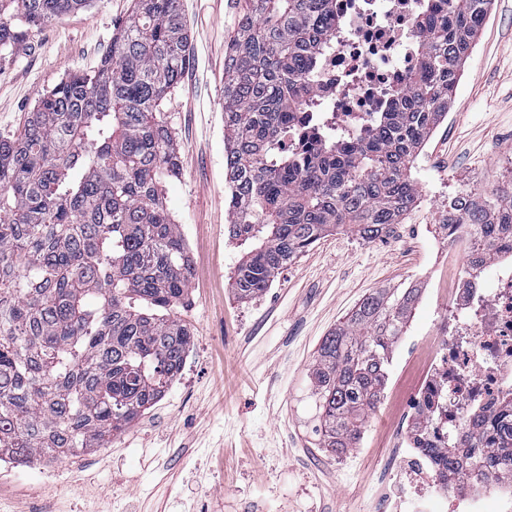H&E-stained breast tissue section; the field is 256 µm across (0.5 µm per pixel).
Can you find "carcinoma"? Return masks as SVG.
Instances as JSON below:
<instances>
[{
	"instance_id": "cac0c4a2",
	"label": "carcinoma",
	"mask_w": 512,
	"mask_h": 512,
	"mask_svg": "<svg viewBox=\"0 0 512 512\" xmlns=\"http://www.w3.org/2000/svg\"><path fill=\"white\" fill-rule=\"evenodd\" d=\"M91 0H0V52ZM420 51L406 85L364 134L298 137L336 33L334 0H249L224 59L229 234L247 247L241 300L326 233L373 239L418 199L417 151L448 115L492 0H420ZM178 0H131L109 53L41 95L22 129L0 136V454L32 465L98 448L164 395L192 332L178 316L191 259L166 205L179 174L161 107L189 64ZM512 243V182L455 200L442 226ZM415 288H379L320 343L312 394L323 447H355L388 378ZM446 474L479 477L448 447Z\"/></svg>"
}]
</instances>
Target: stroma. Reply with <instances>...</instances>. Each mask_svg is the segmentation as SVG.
<instances>
[{
  "mask_svg": "<svg viewBox=\"0 0 512 512\" xmlns=\"http://www.w3.org/2000/svg\"><path fill=\"white\" fill-rule=\"evenodd\" d=\"M248 0H180L191 62L163 119L180 173L167 206L193 267L179 313L187 360L164 397L110 446L28 467L0 462V512H380L403 451L381 444L391 420L371 414L357 448L322 447L310 369L324 336L378 288L419 284L408 336L448 322V258L434 238L448 196L512 181V0H493L463 65L447 119L412 174L419 197L389 234H330L281 269L259 297L233 293L241 252L227 231L224 57ZM130 0H92L32 28L0 54V134L23 124L66 74L93 69Z\"/></svg>",
  "mask_w": 512,
  "mask_h": 512,
  "instance_id": "35a3bbf8",
  "label": "stroma"
}]
</instances>
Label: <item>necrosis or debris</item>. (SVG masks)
I'll return each instance as SVG.
<instances>
[{"instance_id": "obj_1", "label": "necrosis or debris", "mask_w": 512, "mask_h": 512, "mask_svg": "<svg viewBox=\"0 0 512 512\" xmlns=\"http://www.w3.org/2000/svg\"><path fill=\"white\" fill-rule=\"evenodd\" d=\"M419 0H336V37L313 79V115L331 131L355 136L382 111L390 87L404 82L420 48ZM467 271L448 281V323L419 343L422 381L413 403H398L387 443H405L402 499L420 512H512V472L488 467L480 484L448 483L427 445L479 446L474 418L494 424L512 395V256L470 236Z\"/></svg>"}]
</instances>
